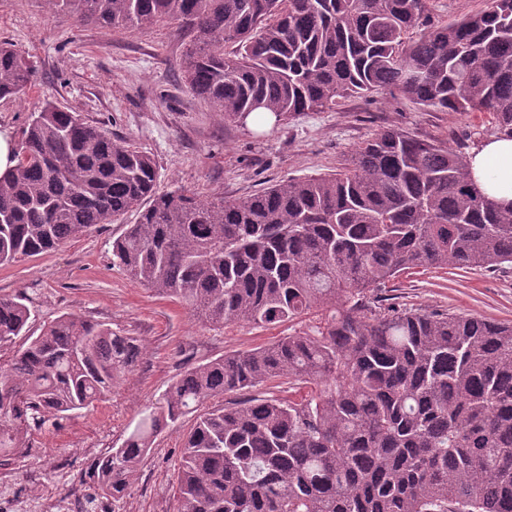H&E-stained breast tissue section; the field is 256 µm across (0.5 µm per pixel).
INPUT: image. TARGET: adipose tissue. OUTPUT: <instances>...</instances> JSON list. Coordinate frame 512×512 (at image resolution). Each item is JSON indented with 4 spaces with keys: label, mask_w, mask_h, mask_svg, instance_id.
<instances>
[{
    "label": "adipose tissue",
    "mask_w": 512,
    "mask_h": 512,
    "mask_svg": "<svg viewBox=\"0 0 512 512\" xmlns=\"http://www.w3.org/2000/svg\"><path fill=\"white\" fill-rule=\"evenodd\" d=\"M471 177L487 195L502 205L512 204V139H488L470 156Z\"/></svg>",
    "instance_id": "obj_1"
}]
</instances>
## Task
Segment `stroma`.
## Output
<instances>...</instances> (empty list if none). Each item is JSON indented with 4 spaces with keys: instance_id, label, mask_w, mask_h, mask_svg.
Segmentation results:
<instances>
[{
    "instance_id": "stroma-1",
    "label": "stroma",
    "mask_w": 512,
    "mask_h": 512,
    "mask_svg": "<svg viewBox=\"0 0 512 512\" xmlns=\"http://www.w3.org/2000/svg\"><path fill=\"white\" fill-rule=\"evenodd\" d=\"M31 62L34 83L0 101V126L21 136L44 101L74 109L154 157L157 188H186L201 199L238 200L289 178L335 171L378 131L398 128L470 152L495 135L487 117L427 112L409 100L376 93L335 109L303 112L260 130L225 121L183 82L182 33L175 24L143 31H109L77 22L44 0H0V41ZM123 224H100L58 250L0 266V295H21L31 309L29 330L75 312L135 337L140 362L94 408L64 420L59 430L34 433L25 456L0 457V485L16 512H173V482L184 427L154 441L125 494L101 497L84 473L118 443L141 412L187 368L209 359L305 332L309 316L256 327L200 324L181 303L157 296L112 261ZM394 303L512 322V266L424 268L383 289Z\"/></svg>"
}]
</instances>
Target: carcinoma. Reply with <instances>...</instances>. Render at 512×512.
Here are the masks:
<instances>
[{
    "mask_svg": "<svg viewBox=\"0 0 512 512\" xmlns=\"http://www.w3.org/2000/svg\"><path fill=\"white\" fill-rule=\"evenodd\" d=\"M45 2L104 29L189 32L185 84L226 121L256 99L280 119L382 91L487 112L512 137V0L450 25L430 21L426 0ZM31 79L0 41V100ZM16 159L0 176V265L133 212L113 261L201 324L321 314L308 332L184 371L89 463L103 495L121 497L154 439L190 417L175 512H512V325L378 294L420 268L512 265V207L478 189L465 153L386 128L332 174L209 201L157 192L149 154L46 102ZM30 315L0 295V451L103 400L140 357L137 339L76 313L28 336ZM285 379L286 396L241 397Z\"/></svg>",
    "mask_w": 512,
    "mask_h": 512,
    "instance_id": "obj_1",
    "label": "carcinoma"
}]
</instances>
